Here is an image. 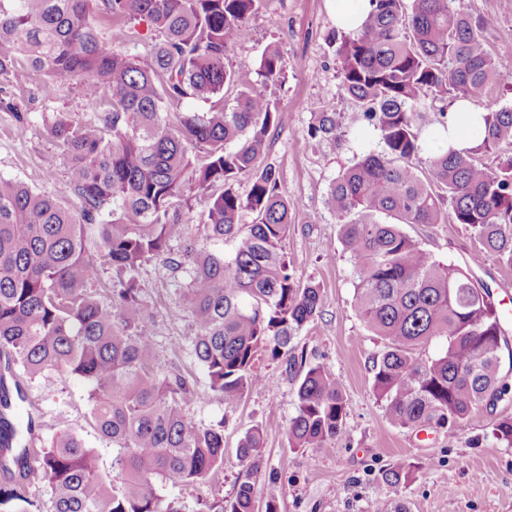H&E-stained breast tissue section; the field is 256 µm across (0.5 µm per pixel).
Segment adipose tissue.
Instances as JSON below:
<instances>
[{"mask_svg":"<svg viewBox=\"0 0 512 512\" xmlns=\"http://www.w3.org/2000/svg\"><path fill=\"white\" fill-rule=\"evenodd\" d=\"M482 109L476 103L457 99L447 107V125L436 128L425 144L426 150L438 153L452 148L458 151L474 146L483 135Z\"/></svg>","mask_w":512,"mask_h":512,"instance_id":"adipose-tissue-1","label":"adipose tissue"}]
</instances>
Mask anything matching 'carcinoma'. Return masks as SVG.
I'll return each mask as SVG.
<instances>
[{
	"label": "carcinoma",
	"mask_w": 512,
	"mask_h": 512,
	"mask_svg": "<svg viewBox=\"0 0 512 512\" xmlns=\"http://www.w3.org/2000/svg\"><path fill=\"white\" fill-rule=\"evenodd\" d=\"M363 28L336 49L342 89L383 147L344 168L327 205L352 263L354 302L366 329L384 341L374 362L373 390L396 427L450 435L472 411L509 399L500 371L508 336L488 286L470 270L436 260L403 230L405 224H466L477 254L512 266V108L487 104L497 79L483 45L487 18L472 19L454 0H371ZM261 0H0V77L19 60L80 86L95 122L58 121L49 128L67 166L66 192L81 200L72 214L58 199L0 178V354L35 377L56 372L89 386L90 415L117 449L111 488L96 472L92 450L65 432L46 448H26V430L10 421L26 402L20 382L0 381V508L27 512L21 487L38 460L55 512H181L160 494L163 481L194 484L224 466V425L199 426L183 408L185 378L155 361L151 311L138 279L159 260L190 278L184 300L196 333L194 355L209 390L232 407L267 383L260 351L295 363L293 340L318 315L320 288L298 283L284 252L296 207L279 173L262 163L278 102L265 89L239 93L230 110L224 91L236 82L225 63L242 24ZM110 23L111 43L97 21ZM144 22L155 40L146 55L124 46ZM263 83L285 79L284 53L268 45ZM467 98L483 107L484 135L465 151L416 160L432 134L419 122L429 97ZM205 112H173L185 100ZM340 116L314 107L310 137L336 140ZM494 157V165L481 157ZM191 189L206 196L195 213L173 206ZM249 183L247 195L236 190ZM99 228L88 254L83 226ZM197 233L211 246L170 256L175 236ZM112 269L111 296L91 288L95 266ZM433 343L442 350L425 354ZM347 397L323 366L299 379L291 448H323L347 416ZM497 440L512 447V417L495 422ZM263 435L253 427L237 454L244 466L235 498L222 512H255L263 469ZM400 461L382 473L388 484L410 481Z\"/></svg>",
	"instance_id": "cac0c4a2"
}]
</instances>
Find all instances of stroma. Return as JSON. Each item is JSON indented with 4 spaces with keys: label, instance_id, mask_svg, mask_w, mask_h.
Segmentation results:
<instances>
[{
    "label": "stroma",
    "instance_id": "1",
    "mask_svg": "<svg viewBox=\"0 0 512 512\" xmlns=\"http://www.w3.org/2000/svg\"><path fill=\"white\" fill-rule=\"evenodd\" d=\"M455 5L472 17L490 18L483 43L501 75L490 101L497 108L512 107V0H456ZM335 29L328 0H264L227 59L245 84L255 85L261 81L258 69L265 46L279 42L285 54L286 79L268 87L280 112L264 160L278 170L280 191L296 207L284 246L294 276L300 283L316 284L322 296L318 316L293 341L295 364L261 354L256 367L271 387L254 388L238 405L225 406L210 392L207 376L191 354L195 326L183 300L187 275L159 260L139 271L143 293L155 312L151 331L156 362L168 375L188 379L193 393L184 408L193 422L224 425L223 470L199 485L163 483L161 493L179 501L183 512H220L241 482L239 441L257 427L264 436L267 475L255 488L256 502L275 498L279 512H390L398 501L408 512H512V447L494 440V414L473 411L451 437L392 425L375 397L373 361L382 343L357 314L352 264L338 240L326 197L333 179L354 156L381 150V135L371 126L348 121L335 142L308 134L311 102H326L346 118L356 109L339 87ZM60 117L82 123L97 119L80 88L69 81L49 80L24 63L0 78V177L60 198L76 213L81 204L64 193L66 167L47 133ZM21 125L26 128L22 134L17 131ZM405 231L440 262L470 268L475 279L492 289L495 303L512 314V266L489 255L483 266L470 267L476 248L470 228L410 224ZM317 363L333 374L348 398L344 430L326 447L295 449L288 445V427L297 413L298 379ZM25 390L40 420L34 447L47 445L58 434L76 433L92 449L97 472L119 485L121 477L112 468L116 450L91 423L86 384L49 373L26 380ZM396 461L415 466L410 482H383L382 471Z\"/></svg>",
    "mask_w": 512,
    "mask_h": 512
}]
</instances>
